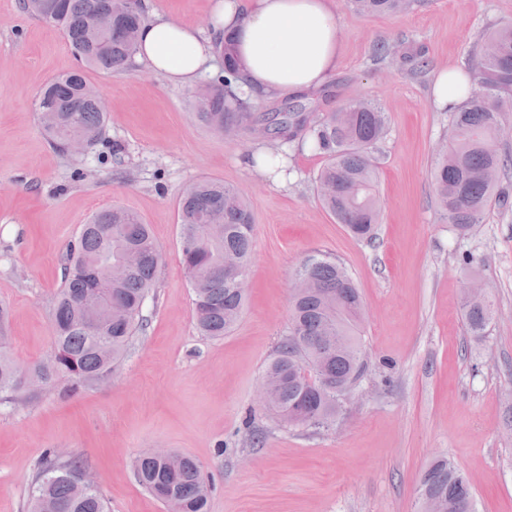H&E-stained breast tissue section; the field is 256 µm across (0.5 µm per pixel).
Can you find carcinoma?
I'll return each mask as SVG.
<instances>
[{
    "instance_id": "carcinoma-1",
    "label": "carcinoma",
    "mask_w": 512,
    "mask_h": 512,
    "mask_svg": "<svg viewBox=\"0 0 512 512\" xmlns=\"http://www.w3.org/2000/svg\"><path fill=\"white\" fill-rule=\"evenodd\" d=\"M370 15H395L413 0H352ZM22 9L56 26L75 56L87 68L122 73L131 63L142 21V6L130 0H22ZM112 10V33L91 25L92 19ZM224 77L198 93V121L220 133L254 131L267 126L280 143L321 153L325 163L315 181L316 196L336 222L354 237L370 241L380 223L373 150L387 132V116L377 106L349 102L311 122L299 110L274 118L255 111L254 102L239 98L230 88L238 78L233 39L215 43ZM98 92L84 70L59 75L40 93L37 112L52 145L67 151L82 138L92 149L103 137L107 113L97 105ZM506 112H512V26L491 32L471 74L466 104L454 108L447 149L438 155L432 172L437 201L446 223L467 235L496 206L512 211V184L504 181L507 161L491 132ZM182 263L194 289V319L200 333L219 338L240 317L247 289L224 274L230 259L248 270L255 224L245 198L219 181L190 185L177 208ZM134 256L127 274L108 289L121 312L101 316L102 334L86 329L87 305L103 293L100 276L109 263ZM162 262L150 225L133 212L114 207L96 212L81 226L68 249L61 287L52 305L54 351L51 364L21 366L7 351L9 312L0 306V399L25 395L19 372L53 388L62 380L78 392L99 377L112 374L143 327L142 308ZM303 287L292 291L288 332L282 336L265 368L276 387L268 410L288 418L295 427L320 428L336 421L342 411L338 395L364 373L359 322L363 298L347 270L326 255L304 258L295 272ZM495 315L491 296L483 299L463 293V317L469 332L481 336ZM330 387H321V379ZM139 481L174 512H207L210 483L190 457L170 453L166 459L145 454L136 462ZM83 471L79 459L49 453L40 464L38 486L29 512H106L99 491H75V476ZM419 512H463L474 492L466 477L446 457L432 461L421 477Z\"/></svg>"
}]
</instances>
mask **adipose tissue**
Masks as SVG:
<instances>
[{"label": "adipose tissue", "mask_w": 512, "mask_h": 512, "mask_svg": "<svg viewBox=\"0 0 512 512\" xmlns=\"http://www.w3.org/2000/svg\"><path fill=\"white\" fill-rule=\"evenodd\" d=\"M210 36L148 8L138 32L141 64L167 81L193 85L213 68V40L232 33L242 97L299 96L325 87L339 68L334 0H218Z\"/></svg>", "instance_id": "ef3b65f1"}]
</instances>
